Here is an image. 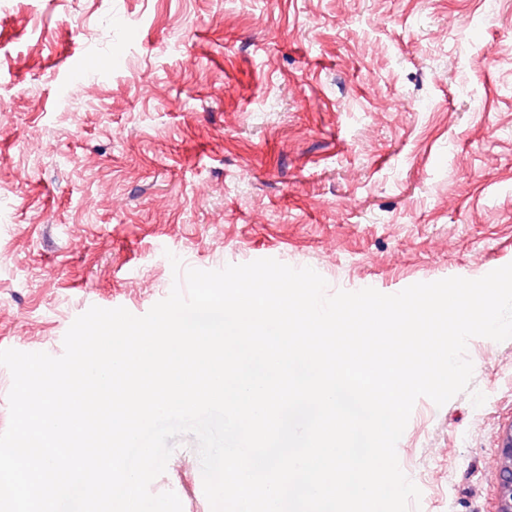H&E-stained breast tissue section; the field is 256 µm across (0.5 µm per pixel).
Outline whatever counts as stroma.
<instances>
[{
	"instance_id": "stroma-1",
	"label": "stroma",
	"mask_w": 512,
	"mask_h": 512,
	"mask_svg": "<svg viewBox=\"0 0 512 512\" xmlns=\"http://www.w3.org/2000/svg\"><path fill=\"white\" fill-rule=\"evenodd\" d=\"M273 258L328 293L512 263V0H0V348L147 313L170 256ZM418 398L410 512H496L512 339ZM154 484L209 512L198 444Z\"/></svg>"
}]
</instances>
